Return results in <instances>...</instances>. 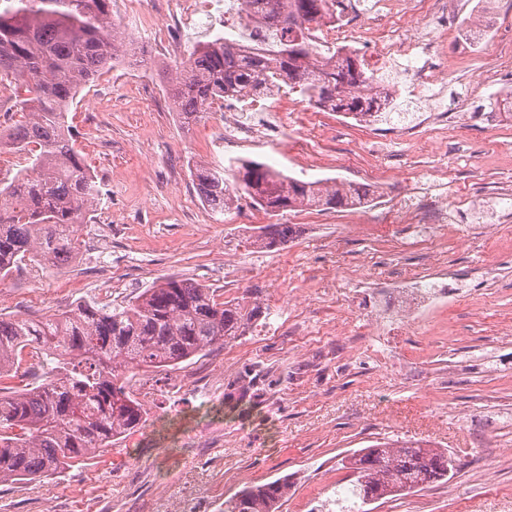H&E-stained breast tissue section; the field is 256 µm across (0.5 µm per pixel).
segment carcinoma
<instances>
[{
    "label": "carcinoma",
    "instance_id": "obj_1",
    "mask_svg": "<svg viewBox=\"0 0 512 512\" xmlns=\"http://www.w3.org/2000/svg\"><path fill=\"white\" fill-rule=\"evenodd\" d=\"M0 12V88L10 90L23 119L7 135L28 155L29 168L0 187V274L24 260L61 269L78 254V224L98 204L102 187L75 147L67 112L101 70L130 52L109 38L110 0H14ZM336 0H252L253 20L273 21L271 50L224 41L197 43L179 71L174 103L185 122L209 111L226 92L288 85L321 107L358 121L389 111L392 100L365 76L355 51L321 52L312 26H321ZM202 199L231 212L244 191L264 213L324 210L368 202L338 179L303 182L264 163L241 160L231 169L198 164L191 170ZM286 224H267L252 239L260 249L288 241ZM234 301L219 302L205 285L167 278L128 303L87 302L40 320L0 319V379L26 358L37 360L42 382L19 392L0 390V483L62 473L145 422L126 391L127 372L164 368L243 335L258 315ZM362 502L368 492L391 496L409 484L424 488L448 476V453L419 442L383 443L350 458ZM291 484L283 477L251 486L224 512H279Z\"/></svg>",
    "mask_w": 512,
    "mask_h": 512
}]
</instances>
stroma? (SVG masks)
<instances>
[{
	"instance_id": "35a3bbf8",
	"label": "stroma",
	"mask_w": 512,
	"mask_h": 512,
	"mask_svg": "<svg viewBox=\"0 0 512 512\" xmlns=\"http://www.w3.org/2000/svg\"><path fill=\"white\" fill-rule=\"evenodd\" d=\"M147 0H111L135 52L80 91L69 113L103 196L62 270L23 262L0 288V317L37 319L84 301L117 304L170 277L217 300L260 305L243 336L190 360L129 375L143 427L58 476L0 484V512H224L241 490L285 477L281 512H512V122L488 118L512 91V0H451L431 82L394 59L376 78L395 112L359 122L290 93L283 134L240 146L224 115L185 125L178 70L208 34L154 40ZM427 37L415 0H362L350 18L365 56L373 16ZM302 181L370 188L368 204L266 215L213 214L189 166L233 159ZM447 205L444 224L410 223L402 204ZM291 224L288 243L251 244ZM451 274L448 299L380 326L381 290ZM236 407L226 395L243 380ZM427 440L456 461L443 482L362 503L344 457L387 440ZM260 232L252 239L251 244L262 249L272 247L278 242H287L293 234V229L288 224H267L260 227Z\"/></svg>"
}]
</instances>
